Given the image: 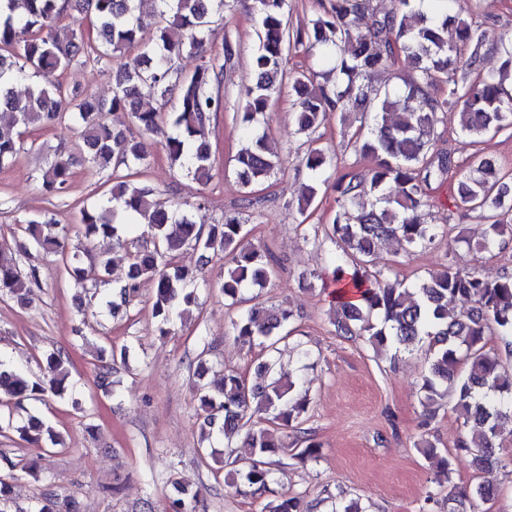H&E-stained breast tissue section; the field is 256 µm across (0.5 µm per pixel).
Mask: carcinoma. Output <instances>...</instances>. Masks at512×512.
<instances>
[{
  "label": "carcinoma",
  "mask_w": 512,
  "mask_h": 512,
  "mask_svg": "<svg viewBox=\"0 0 512 512\" xmlns=\"http://www.w3.org/2000/svg\"><path fill=\"white\" fill-rule=\"evenodd\" d=\"M152 28L139 11L140 0H79L97 29L92 43L82 31L61 29L57 21L68 0H0V107L13 112L24 129L43 123H61L71 116L79 128L78 150L95 172H110L109 197L95 207H82L77 232L87 242L119 238L132 226L144 225L153 249L131 255L123 283L112 289L107 306L112 315L128 306L145 285L152 290V318L160 334L196 301L195 270L177 264V252L190 245L201 259L223 261L224 279L217 287L234 307L251 288H263L277 261L244 242V222L234 213L217 224H196L180 207L162 210L152 200L156 189L132 180L147 168V141L163 135L162 146L170 164L205 186L212 179L210 123L224 111V98L213 91L224 67L234 58L224 40V63L207 56L213 16L224 0H154ZM449 0H398V8L383 11L372 0H329L308 26L291 30L288 0H256L259 45L251 60L252 80L243 89L245 111L237 114L247 145L236 158L241 184L250 187L286 170L288 155L271 148L254 126L266 114L283 87L294 98L295 121L307 136L300 166L310 181L309 194L298 202L306 216L325 186L336 192V212L325 225V237L334 245L332 283L338 285L334 325L347 338L362 337L376 354L408 352L428 345L431 362L422 375L419 403L423 425L440 411L450 410L465 429L457 451L470 458L481 481L472 489L448 495V512H477V502L493 500L499 489L497 473L505 467L497 456L504 442L512 441V272L489 279L474 268L444 264L415 284L384 275L383 246L397 240L409 248L432 245L440 225L428 224L419 214L429 191L452 177L457 204L477 211L485 221L482 237L473 242L459 236L471 251L492 253L512 243V176L474 155L462 164L443 140L439 127L448 123L470 138H481L512 127V35L489 37L477 24L461 20L448 10ZM489 47L499 58L496 71H484L481 49ZM200 54L194 70L181 74L173 60L184 49ZM316 54L333 64L336 84H317L314 71L286 69L291 49ZM112 70V96L64 92L31 85L25 99L14 97L12 86L49 68L66 69L88 61ZM407 59L414 70L399 94L403 109L392 112V92L369 88L359 78ZM144 95L164 102L176 100L174 111L143 110ZM361 113L345 150L355 159H368L366 169L353 166L339 171L341 159L320 143L317 131L327 112ZM129 114L136 131L109 116ZM170 125L174 132L164 131ZM24 151L23 132L0 128V166L14 162ZM74 165L71 152H59L42 171V190L63 193ZM127 173L121 175L119 168ZM50 222L39 216L23 231L27 244L56 254L75 286L87 288L79 252L66 250L57 235L44 233ZM38 283L36 269L22 272L16 261L0 256V294L28 302L30 285ZM459 302L468 308L456 310ZM292 310L260 301L232 321L233 339L259 349L258 381L250 383L238 372L224 374L220 383L200 392L203 437L238 452L228 454L230 467L253 495L272 492L273 474L283 455L305 463L319 457L320 444L302 428L311 398L293 375L282 374L275 352L290 336ZM500 339L504 352L488 347ZM127 348L98 349L97 386L115 394L112 376L117 358ZM66 353H45L42 377L30 381L9 362L0 359V396L20 406L49 392L70 395L65 369ZM19 431L40 445L47 436L60 444L53 429L31 415ZM423 457L446 472L452 481L448 457L426 437L416 444ZM197 495L182 489L172 512H196ZM268 512H303L297 496L280 495L267 504Z\"/></svg>",
  "instance_id": "obj_1"
}]
</instances>
